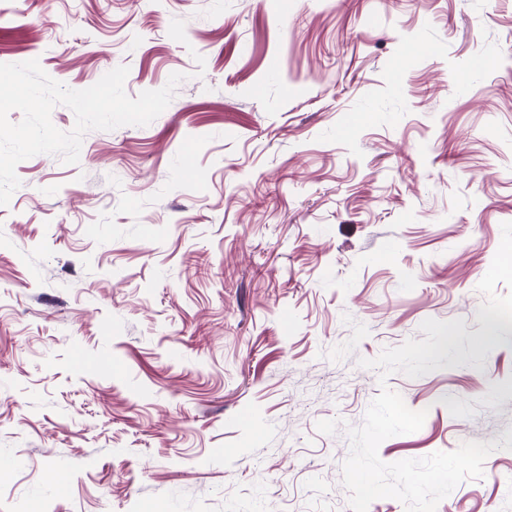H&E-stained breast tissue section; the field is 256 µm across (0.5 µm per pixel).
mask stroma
Masks as SVG:
<instances>
[{
	"label": "stroma",
	"mask_w": 512,
	"mask_h": 512,
	"mask_svg": "<svg viewBox=\"0 0 512 512\" xmlns=\"http://www.w3.org/2000/svg\"><path fill=\"white\" fill-rule=\"evenodd\" d=\"M32 59L184 79L0 206V512H350L384 387L426 414L384 462L503 441L512 0H0ZM429 318L464 322L440 369L361 367ZM483 471L436 512H512V450Z\"/></svg>",
	"instance_id": "obj_1"
}]
</instances>
